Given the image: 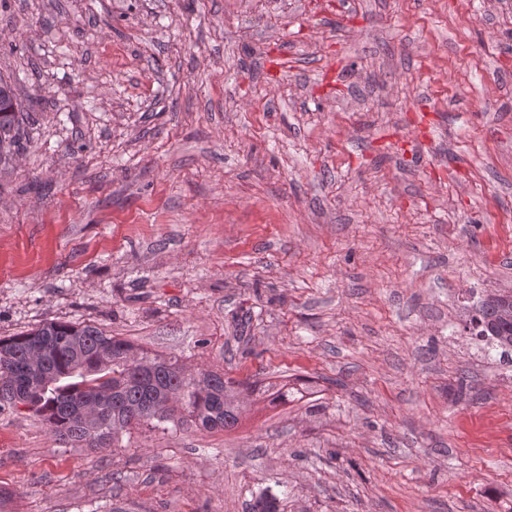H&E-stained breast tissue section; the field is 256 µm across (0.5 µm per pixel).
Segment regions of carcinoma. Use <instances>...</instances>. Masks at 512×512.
Returning a JSON list of instances; mask_svg holds the SVG:
<instances>
[{
  "label": "carcinoma",
  "instance_id": "obj_1",
  "mask_svg": "<svg viewBox=\"0 0 512 512\" xmlns=\"http://www.w3.org/2000/svg\"><path fill=\"white\" fill-rule=\"evenodd\" d=\"M12 83L0 79V157L11 146L18 125ZM512 298L490 293L466 316L472 335L512 354ZM45 347L47 382L30 376L26 363L34 344ZM110 350L108 362L102 352ZM202 383L187 378L177 362L137 352L129 341L93 325L50 321L30 332L0 339V400L23 403L43 417L52 432L70 442L94 448L120 432L140 425L173 419L175 409L187 411L192 422L205 430L234 429L239 423L237 393L240 383L221 373L208 372ZM111 392L100 406L99 427L94 429L72 416L70 409L94 393ZM274 494H261L249 512H277Z\"/></svg>",
  "mask_w": 512,
  "mask_h": 512
}]
</instances>
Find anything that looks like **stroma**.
Returning a JSON list of instances; mask_svg holds the SVG:
<instances>
[{
	"instance_id": "obj_1",
	"label": "stroma",
	"mask_w": 512,
	"mask_h": 512,
	"mask_svg": "<svg viewBox=\"0 0 512 512\" xmlns=\"http://www.w3.org/2000/svg\"><path fill=\"white\" fill-rule=\"evenodd\" d=\"M512 0H0V338L247 391L100 448L0 403V512H512ZM430 105L419 111L420 102ZM17 102L12 83L0 79V160L11 146V133L18 125ZM505 294H487L466 316V328L471 334L492 348L501 349L502 358L509 357L512 351V292L510 299ZM510 307L511 318H508L506 314Z\"/></svg>"
}]
</instances>
